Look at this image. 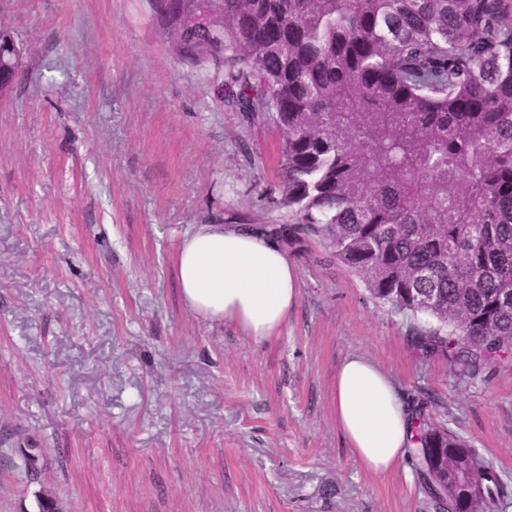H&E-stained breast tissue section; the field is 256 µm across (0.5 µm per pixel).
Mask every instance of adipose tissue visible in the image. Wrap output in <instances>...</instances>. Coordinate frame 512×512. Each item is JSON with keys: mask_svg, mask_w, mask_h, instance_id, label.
Instances as JSON below:
<instances>
[{"mask_svg": "<svg viewBox=\"0 0 512 512\" xmlns=\"http://www.w3.org/2000/svg\"><path fill=\"white\" fill-rule=\"evenodd\" d=\"M179 291L198 317L237 325L257 341L276 337L295 304L298 272L259 231L201 224L176 257ZM336 423L354 458L375 474L393 471L411 448L410 416L389 378L368 358L336 370Z\"/></svg>", "mask_w": 512, "mask_h": 512, "instance_id": "ef3b65f1", "label": "adipose tissue"}]
</instances>
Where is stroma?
Segmentation results:
<instances>
[{
  "label": "stroma",
  "instance_id": "35a3bbf8",
  "mask_svg": "<svg viewBox=\"0 0 512 512\" xmlns=\"http://www.w3.org/2000/svg\"><path fill=\"white\" fill-rule=\"evenodd\" d=\"M0 27L24 51L0 99V512H430L411 459L376 475L342 437L352 354L512 487V364L462 381L418 358L429 318L323 243L288 247L298 298L274 339L184 305L196 225L287 223L268 200L282 137L178 63L145 0H0Z\"/></svg>",
  "mask_w": 512,
  "mask_h": 512
}]
</instances>
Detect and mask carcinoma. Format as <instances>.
<instances>
[{
    "label": "carcinoma",
    "mask_w": 512,
    "mask_h": 512,
    "mask_svg": "<svg viewBox=\"0 0 512 512\" xmlns=\"http://www.w3.org/2000/svg\"><path fill=\"white\" fill-rule=\"evenodd\" d=\"M176 48L248 125L282 132L276 208L262 227L330 257L400 312L416 354L459 379L512 359V0H146ZM22 51L0 28V93ZM434 296L433 306L420 297ZM417 399L410 450L433 512L508 501L495 468L429 422ZM468 456L460 493L434 462Z\"/></svg>",
    "instance_id": "cac0c4a2"
}]
</instances>
